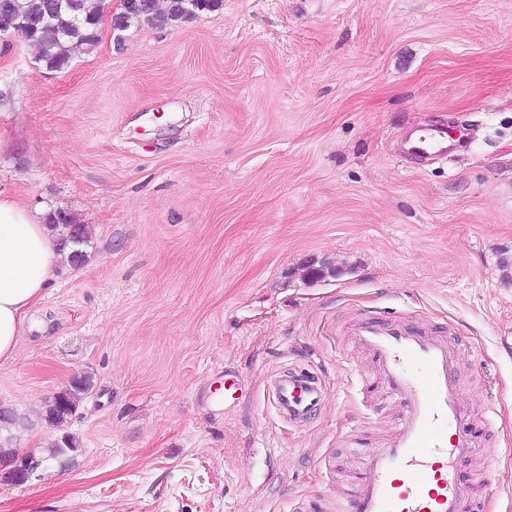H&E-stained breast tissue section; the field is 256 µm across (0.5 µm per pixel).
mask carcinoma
Listing matches in <instances>:
<instances>
[{
	"label": "carcinoma",
	"instance_id": "1",
	"mask_svg": "<svg viewBox=\"0 0 512 512\" xmlns=\"http://www.w3.org/2000/svg\"><path fill=\"white\" fill-rule=\"evenodd\" d=\"M106 0H0V31H17L24 37L36 62L46 70L61 72L70 65V47L95 48L100 42V28ZM222 0H166L160 7L159 0H128L124 10L111 16L116 42L121 33L134 24L147 22L167 26L183 22L200 12L220 9ZM50 223L60 231V245L68 250V261L78 267L86 261L82 246L88 241V225L66 212H57ZM92 387L89 375L72 377L69 385L56 394L46 406L44 420L57 428L50 458L69 459L79 448V440L65 431L64 426L72 416L82 395Z\"/></svg>",
	"mask_w": 512,
	"mask_h": 512
}]
</instances>
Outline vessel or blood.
Instances as JSON below:
<instances>
[{"mask_svg": "<svg viewBox=\"0 0 512 512\" xmlns=\"http://www.w3.org/2000/svg\"><path fill=\"white\" fill-rule=\"evenodd\" d=\"M405 147L414 156L446 155L448 131L416 130ZM348 333L374 363L373 386L402 411L381 444L362 450L342 512H475L459 469L476 451V418L456 375V347L447 336L366 314L349 321ZM270 395L279 417L302 423L323 388L312 374L289 373L272 380Z\"/></svg>", "mask_w": 512, "mask_h": 512, "instance_id": "obj_1", "label": "vessel or blood"}]
</instances>
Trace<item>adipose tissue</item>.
Here are the masks:
<instances>
[{
	"instance_id": "ef3b65f1",
	"label": "adipose tissue",
	"mask_w": 512,
	"mask_h": 512,
	"mask_svg": "<svg viewBox=\"0 0 512 512\" xmlns=\"http://www.w3.org/2000/svg\"><path fill=\"white\" fill-rule=\"evenodd\" d=\"M63 257L37 212L0 195V364L15 359L26 314L42 299Z\"/></svg>"
}]
</instances>
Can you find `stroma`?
Returning <instances> with one entry per match:
<instances>
[{
    "label": "stroma",
    "mask_w": 512,
    "mask_h": 512,
    "mask_svg": "<svg viewBox=\"0 0 512 512\" xmlns=\"http://www.w3.org/2000/svg\"><path fill=\"white\" fill-rule=\"evenodd\" d=\"M440 124L447 156H404ZM0 193L91 229L0 365V407L25 419L0 443L42 454L47 404L93 378L66 425L78 451L1 483L0 512L340 504L353 436L381 441L401 412L345 333L369 312L458 348L488 418L479 512H512V0H223L104 31L61 73L2 32ZM301 369L326 399L291 426L269 387Z\"/></svg>",
    "instance_id": "1"
}]
</instances>
